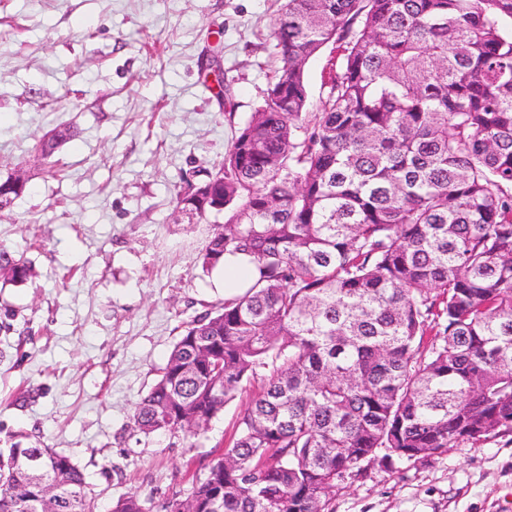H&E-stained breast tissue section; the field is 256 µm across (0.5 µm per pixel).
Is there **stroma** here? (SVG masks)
<instances>
[{
    "mask_svg": "<svg viewBox=\"0 0 512 512\" xmlns=\"http://www.w3.org/2000/svg\"><path fill=\"white\" fill-rule=\"evenodd\" d=\"M281 0H0V448L72 457L98 512L187 495L262 387L193 440L131 428L184 323L224 303L201 255L223 215H176L261 104ZM67 138L53 156L38 143ZM329 512H512V435L419 461L364 462ZM33 275V269L22 256H15L0 248V276L12 282H25Z\"/></svg>",
    "mask_w": 512,
    "mask_h": 512,
    "instance_id": "obj_1",
    "label": "stroma"
}]
</instances>
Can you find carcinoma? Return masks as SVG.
Listing matches in <instances>:
<instances>
[{"mask_svg": "<svg viewBox=\"0 0 512 512\" xmlns=\"http://www.w3.org/2000/svg\"><path fill=\"white\" fill-rule=\"evenodd\" d=\"M278 62L224 156L227 220L202 255L253 277L186 323L131 426L195 437L256 377L196 512H327L385 450L425 459L512 434V0H285ZM339 63L318 101L305 67ZM25 184L0 181V206ZM33 269L0 248V276ZM196 417L195 428L179 419ZM67 512L83 472L36 441ZM26 480L0 449V512ZM112 512H148L131 495Z\"/></svg>", "mask_w": 512, "mask_h": 512, "instance_id": "carcinoma-1", "label": "carcinoma"}]
</instances>
